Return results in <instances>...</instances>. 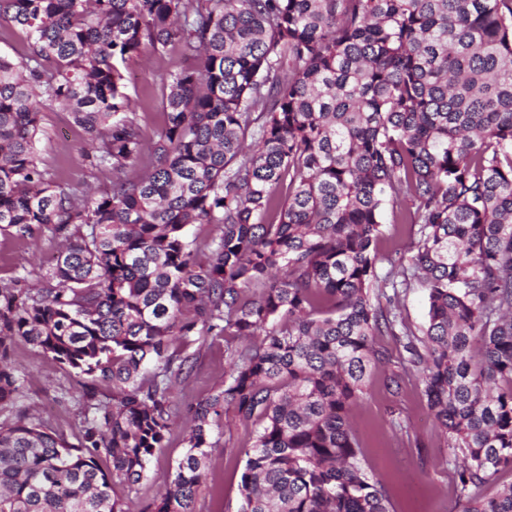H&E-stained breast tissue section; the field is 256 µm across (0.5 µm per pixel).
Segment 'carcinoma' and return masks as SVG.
Here are the masks:
<instances>
[{
  "mask_svg": "<svg viewBox=\"0 0 512 512\" xmlns=\"http://www.w3.org/2000/svg\"><path fill=\"white\" fill-rule=\"evenodd\" d=\"M2 19L27 46L0 54V234L63 247L40 287L0 285V512H125L116 487L165 446L173 384L209 336L259 341L226 344L143 512H194L229 412L256 425L239 512H391L350 420L391 363L378 336L462 457L459 512H512V486L471 493L512 468V0H0ZM171 45L147 141L124 64ZM49 101L115 173L99 195L42 166ZM145 155L148 175L120 176ZM388 204L418 230L381 277ZM193 224L219 228L205 266ZM414 282L421 336L395 306ZM16 340L112 389L86 394L77 443L19 405ZM406 377L385 371L386 390Z\"/></svg>",
  "mask_w": 512,
  "mask_h": 512,
  "instance_id": "carcinoma-1",
  "label": "carcinoma"
}]
</instances>
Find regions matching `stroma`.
I'll use <instances>...</instances> for the list:
<instances>
[{"instance_id": "1", "label": "stroma", "mask_w": 512, "mask_h": 512, "mask_svg": "<svg viewBox=\"0 0 512 512\" xmlns=\"http://www.w3.org/2000/svg\"><path fill=\"white\" fill-rule=\"evenodd\" d=\"M176 57L177 50L172 47L165 56H135L127 62L128 93L145 139L154 138L165 126L162 77ZM44 127L40 157L53 177L83 191H98L111 183V170H94L83 163L80 150L86 134L72 123L68 112L57 104H46ZM58 247V240L48 233L34 242L0 235V280L16 278L21 287L35 286L40 261L51 259ZM224 348L223 338L208 339L190 376L175 386L178 411L164 448L156 453L135 491L117 492L127 512H142L170 482L184 450L185 408L223 380ZM11 355L26 379L23 402L29 412L58 434L74 438L83 419L81 400L92 387L91 379L21 341L14 344ZM382 376V370L372 372L353 421L369 465L385 485L393 512H457L455 476L460 458L438 435L420 385L410 380L395 398L386 391ZM253 431V424L226 416L224 434L230 445L212 449L207 478L196 497V512H238L244 450L252 443Z\"/></svg>"}]
</instances>
